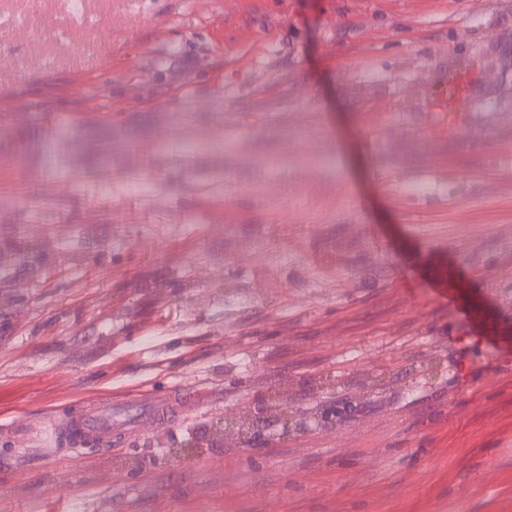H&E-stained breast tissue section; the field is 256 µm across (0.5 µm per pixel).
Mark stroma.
Wrapping results in <instances>:
<instances>
[{
  "mask_svg": "<svg viewBox=\"0 0 512 512\" xmlns=\"http://www.w3.org/2000/svg\"><path fill=\"white\" fill-rule=\"evenodd\" d=\"M81 2L0 0V512H512V0ZM184 403L180 391L168 396L141 394L120 403L93 404L76 416L53 419L49 429L55 437L62 435L78 446L90 437H108L113 431L137 429L144 419L158 426L167 425Z\"/></svg>",
  "mask_w": 512,
  "mask_h": 512,
  "instance_id": "1",
  "label": "stroma"
}]
</instances>
